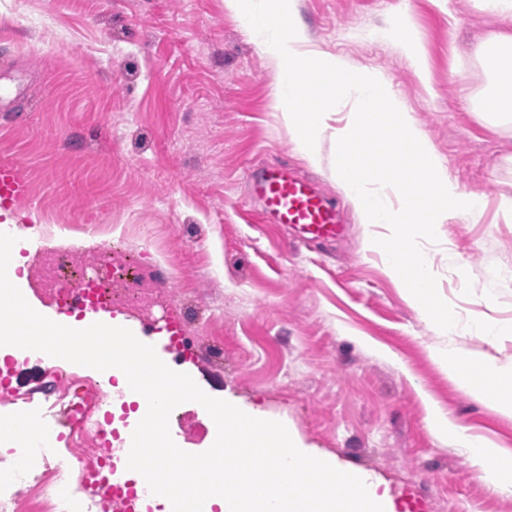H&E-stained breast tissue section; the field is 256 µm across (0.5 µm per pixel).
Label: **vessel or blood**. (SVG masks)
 Returning a JSON list of instances; mask_svg holds the SVG:
<instances>
[{"instance_id":"1","label":"vessel or blood","mask_w":512,"mask_h":512,"mask_svg":"<svg viewBox=\"0 0 512 512\" xmlns=\"http://www.w3.org/2000/svg\"><path fill=\"white\" fill-rule=\"evenodd\" d=\"M249 190L259 200L262 215L268 223L293 228L302 240H329L344 232L335 209L327 203L315 183L300 177L288 165H273L251 172ZM29 197L30 182L22 167L13 159L0 158V216L16 217L19 204ZM68 306L77 320L89 325L101 322L116 326L120 323L110 307L88 303L79 294L73 296ZM182 326L180 314H169L162 324L154 326L145 342L154 346L158 357H165ZM80 478L103 500L121 495L125 498L127 512H140L139 497L121 468L108 463L99 470L81 472Z\"/></svg>"}]
</instances>
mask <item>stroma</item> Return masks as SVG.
Segmentation results:
<instances>
[{
  "mask_svg": "<svg viewBox=\"0 0 512 512\" xmlns=\"http://www.w3.org/2000/svg\"><path fill=\"white\" fill-rule=\"evenodd\" d=\"M475 0H298L311 44L391 83L447 173L483 193L474 218L443 224L429 249L461 318L512 324V125L485 124V84L471 50L512 32ZM409 11L429 63L420 81L394 41L376 37ZM278 64L262 55L224 0H0V158L31 194L20 237L54 245L68 224L86 248L99 227L131 250L173 258L169 287L197 357L164 358L209 396L288 421L304 444L388 490L394 512H512V495L480 480L463 449L426 425L437 406L512 452V418L459 390L432 358L465 348L512 362V336L441 335L408 305L376 246L325 171L301 158L275 103ZM287 163L313 177L346 226L306 245L258 221L248 170ZM470 275L461 278L460 267ZM53 365L23 358L17 401L0 419L61 427L37 385Z\"/></svg>",
  "mask_w": 512,
  "mask_h": 512,
  "instance_id": "35a3bbf8",
  "label": "stroma"
}]
</instances>
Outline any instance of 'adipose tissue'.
Returning a JSON list of instances; mask_svg holds the SVG:
<instances>
[{"label":"adipose tissue","instance_id":"1","mask_svg":"<svg viewBox=\"0 0 512 512\" xmlns=\"http://www.w3.org/2000/svg\"><path fill=\"white\" fill-rule=\"evenodd\" d=\"M473 57L487 80L481 98L484 121L512 123V34L500 32L479 43ZM438 367L455 386L487 404L495 412L512 416V363H502L465 350H439L433 355ZM430 430L441 439L466 450L477 476L499 493L512 494V457L502 455L487 440L471 435L467 428L437 409L427 415Z\"/></svg>","mask_w":512,"mask_h":512}]
</instances>
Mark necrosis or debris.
<instances>
[{"label":"necrosis or debris","instance_id":"necrosis-or-debris-1","mask_svg":"<svg viewBox=\"0 0 512 512\" xmlns=\"http://www.w3.org/2000/svg\"><path fill=\"white\" fill-rule=\"evenodd\" d=\"M102 240L93 254L79 255L76 246L53 245L43 250L37 260L34 277L39 292L52 301L66 302L77 290H85L94 300L133 315L151 319L163 310L175 308L170 294L168 274L159 265L129 262L124 248L109 230H102ZM59 387L48 397L49 409H68L82 405L85 423L77 428L74 446L82 470L99 468L109 457H116L119 439H108L96 416L109 395L97 392L94 384L76 373L56 369ZM33 446L37 456L47 460L44 471L28 482L22 499H0V512H66L55 500L51 487L67 475L54 459L58 454L48 433H39Z\"/></svg>","mask_w":512,"mask_h":512}]
</instances>
